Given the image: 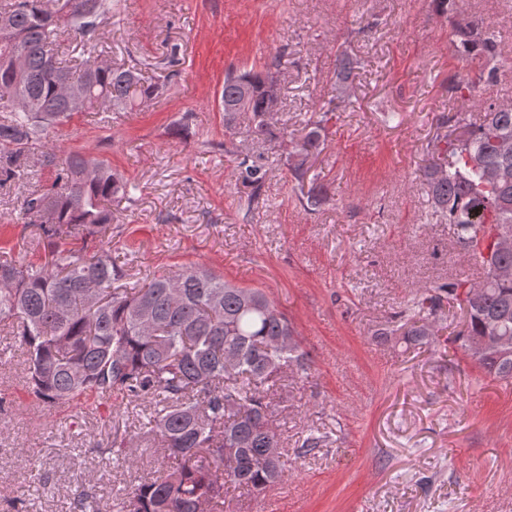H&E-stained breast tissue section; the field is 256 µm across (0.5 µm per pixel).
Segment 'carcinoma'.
Returning a JSON list of instances; mask_svg holds the SVG:
<instances>
[{
    "instance_id": "cac0c4a2",
    "label": "carcinoma",
    "mask_w": 512,
    "mask_h": 512,
    "mask_svg": "<svg viewBox=\"0 0 512 512\" xmlns=\"http://www.w3.org/2000/svg\"><path fill=\"white\" fill-rule=\"evenodd\" d=\"M4 0L0 3V187L24 176L31 147L44 132L79 112H131L156 87L123 66L85 57L81 49L98 36L118 8L114 0ZM73 34L71 59L59 55L60 32ZM449 44L466 63V78L449 85L461 101L480 110L457 135L430 145L435 160L419 176L433 216L454 226L465 253L486 261L490 251L505 278L486 272L480 296L458 279L411 292L403 311V340L434 342L431 328L443 299L468 305L455 341L467 352L487 331L512 346V248L498 249V230L512 228V102L482 96L497 82L498 44L474 22L452 24ZM23 53L16 71L10 59ZM357 59L336 55L333 89L347 85ZM225 77L224 121L245 116L257 137L275 135L269 105L277 102L272 68ZM323 144L321 125L290 134L289 167L300 181ZM39 164L51 183L21 204L24 223L36 227L37 243L50 245L43 264L21 265L0 257V327L12 330L26 354L25 384L37 401L52 406L80 395L119 393L153 404L138 435L157 441L171 465L118 499L114 512H224L231 495H258L282 480L286 467L276 421L280 402L267 391L294 371L307 369V354L288 318L269 297L242 288L200 265L154 277L134 288H115L120 270L112 250L88 251L87 239L112 230V198L128 197L131 185L109 162L81 152L61 156L45 144ZM265 164L246 155L237 179L249 190L247 210L259 204L268 179ZM329 196L317 182L302 207ZM84 243L79 249L70 247ZM487 374L512 379V356L495 347L472 355ZM115 462L132 468L135 444L112 442Z\"/></svg>"
}]
</instances>
